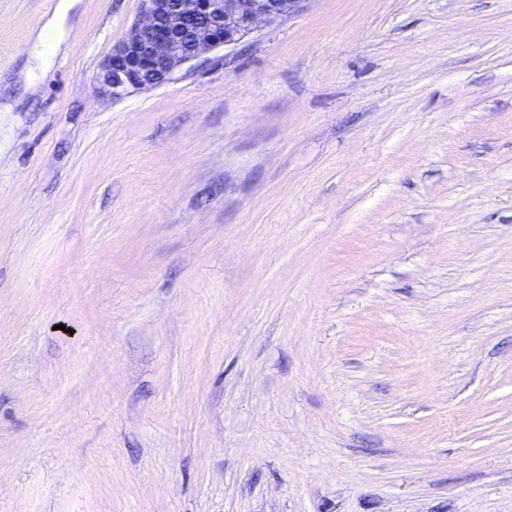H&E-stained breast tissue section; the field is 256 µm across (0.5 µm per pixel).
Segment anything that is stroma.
<instances>
[{
  "mask_svg": "<svg viewBox=\"0 0 512 512\" xmlns=\"http://www.w3.org/2000/svg\"><path fill=\"white\" fill-rule=\"evenodd\" d=\"M0 0V512H512V0H301L119 101L143 0Z\"/></svg>",
  "mask_w": 512,
  "mask_h": 512,
  "instance_id": "stroma-1",
  "label": "stroma"
}]
</instances>
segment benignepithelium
<instances>
[{
    "label": "benign epithelium",
    "mask_w": 512,
    "mask_h": 512,
    "mask_svg": "<svg viewBox=\"0 0 512 512\" xmlns=\"http://www.w3.org/2000/svg\"><path fill=\"white\" fill-rule=\"evenodd\" d=\"M142 18L112 48L100 93L119 100L168 83L181 66L239 43L260 23L289 17L301 0H144Z\"/></svg>",
    "instance_id": "7a95c632"
}]
</instances>
